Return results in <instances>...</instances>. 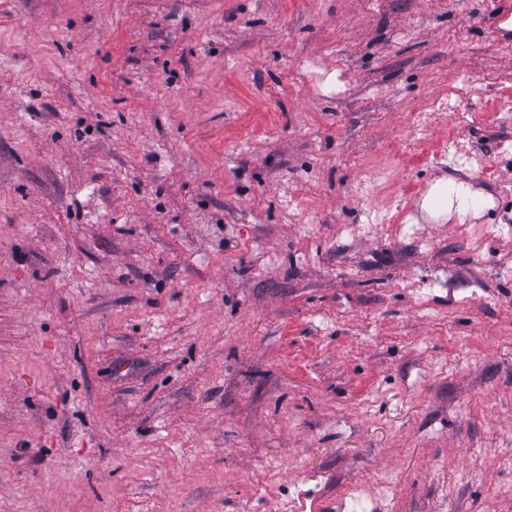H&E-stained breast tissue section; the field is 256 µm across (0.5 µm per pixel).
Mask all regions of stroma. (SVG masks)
<instances>
[{"label": "stroma", "instance_id": "obj_1", "mask_svg": "<svg viewBox=\"0 0 512 512\" xmlns=\"http://www.w3.org/2000/svg\"><path fill=\"white\" fill-rule=\"evenodd\" d=\"M495 16L0 0V512H512Z\"/></svg>", "mask_w": 512, "mask_h": 512}]
</instances>
